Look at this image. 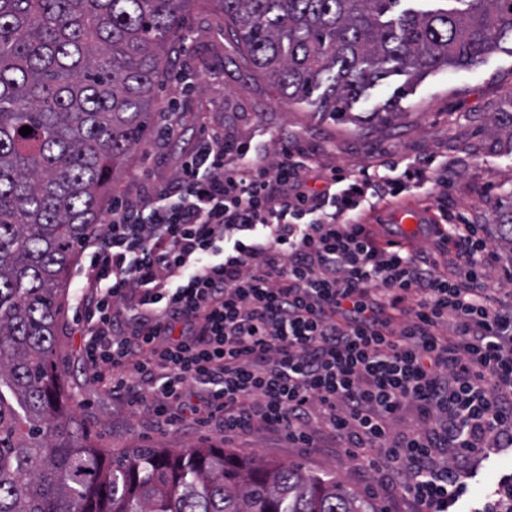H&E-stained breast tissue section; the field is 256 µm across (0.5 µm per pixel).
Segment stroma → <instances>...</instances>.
<instances>
[{
  "label": "stroma",
  "instance_id": "35a3bbf8",
  "mask_svg": "<svg viewBox=\"0 0 512 512\" xmlns=\"http://www.w3.org/2000/svg\"><path fill=\"white\" fill-rule=\"evenodd\" d=\"M223 13L198 0L184 18L189 40L154 90L152 123L142 144L112 190L135 196L177 173L181 153L194 145L205 126L250 143L268 162L277 159L283 134L297 139L316 156L320 172L340 167L353 172L382 163L403 166L431 162L447 173L448 185L432 193L414 190L406 200L418 209L465 213L497 239L501 215L512 211V142L495 130V119L512 112V45L502 44L469 70L445 68L413 85L397 101L389 120H376L404 82L394 76L354 105L350 118L335 119L307 104L281 97L248 60L241 45L225 36ZM182 119L178 141L161 138L167 110ZM79 281L67 276L55 342V370L64 397L74 407L75 422L100 447L116 452L142 445L181 449L216 444L272 464H302L331 472L362 500L381 512H414L412 501L395 493L377 474L349 461L337 441L318 432L312 448L294 447L283 433H254L225 438L210 426L187 421L162 427L143 411H135L94 380L82 357L83 338L73 321V294ZM469 490L455 506L470 512L474 503L492 500L499 479L512 473V448L491 452L473 464Z\"/></svg>",
  "mask_w": 512,
  "mask_h": 512
}]
</instances>
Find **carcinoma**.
Wrapping results in <instances>:
<instances>
[{
    "label": "carcinoma",
    "mask_w": 512,
    "mask_h": 512,
    "mask_svg": "<svg viewBox=\"0 0 512 512\" xmlns=\"http://www.w3.org/2000/svg\"><path fill=\"white\" fill-rule=\"evenodd\" d=\"M450 1L202 0L275 89L340 119L391 76L470 69L512 41V0ZM195 2L0 0V512H367L332 474L217 445L110 453L62 404L64 274ZM500 230L512 252V211Z\"/></svg>",
    "instance_id": "obj_1"
}]
</instances>
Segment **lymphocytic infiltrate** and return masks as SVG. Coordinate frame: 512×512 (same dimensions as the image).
<instances>
[{"label":"lymphocytic infiltrate","instance_id":"lymphocytic-infiltrate-1","mask_svg":"<svg viewBox=\"0 0 512 512\" xmlns=\"http://www.w3.org/2000/svg\"><path fill=\"white\" fill-rule=\"evenodd\" d=\"M315 173L290 137L270 163L211 127L173 179L113 201L80 243L84 362L162 425L284 432L301 448L323 427L416 512H450L473 459L512 447V303L488 290L495 253L462 216L436 225L433 255L369 227L408 185L438 184L428 165L335 167L317 191Z\"/></svg>","mask_w":512,"mask_h":512}]
</instances>
